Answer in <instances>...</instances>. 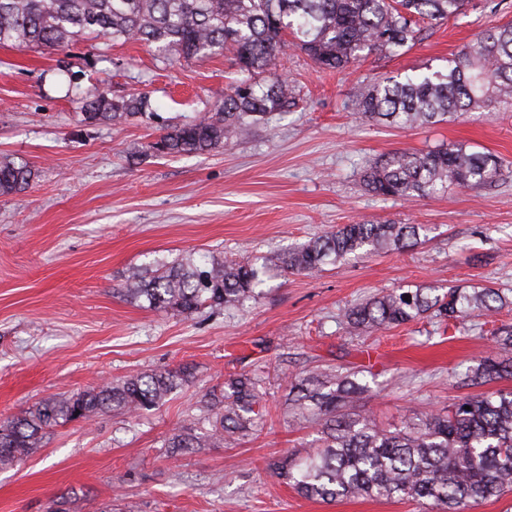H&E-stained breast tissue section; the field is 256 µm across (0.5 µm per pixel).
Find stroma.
I'll use <instances>...</instances> for the list:
<instances>
[{
	"instance_id": "35a3bbf8",
	"label": "stroma",
	"mask_w": 512,
	"mask_h": 512,
	"mask_svg": "<svg viewBox=\"0 0 512 512\" xmlns=\"http://www.w3.org/2000/svg\"><path fill=\"white\" fill-rule=\"evenodd\" d=\"M508 23L512 0H473L413 46L342 71L286 49L278 69L296 89L295 107L247 138L177 157L147 152L154 124L81 122L82 93L144 92L162 118L187 123L213 111L237 78L232 52L163 60L105 38L63 53L0 46V157L37 173L25 191L0 195V422L131 374L191 372L159 409L56 428L0 468V512H431L412 500L308 499L271 465L319 442V426L285 406L290 383L313 367L365 371L364 407L385 429L480 394L462 376L496 354L492 333L512 326V309L456 323L425 316L375 336L350 334L343 320L396 288L479 284L512 296V108L401 129L362 117L355 93L383 74L446 68L477 35ZM454 143L503 157L501 176L412 201L362 184L363 170L390 154ZM355 221L423 230L402 251L314 274L282 270L291 244ZM189 254L256 258L260 299L187 317L126 300L127 267ZM240 373L265 393L258 431L232 445L168 447L173 429L203 418L202 395Z\"/></svg>"
}]
</instances>
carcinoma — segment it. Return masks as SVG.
I'll list each match as a JSON object with an SVG mask.
<instances>
[{
	"instance_id": "1",
	"label": "carcinoma",
	"mask_w": 512,
	"mask_h": 512,
	"mask_svg": "<svg viewBox=\"0 0 512 512\" xmlns=\"http://www.w3.org/2000/svg\"><path fill=\"white\" fill-rule=\"evenodd\" d=\"M470 0H0V46L64 52L86 35L114 42H142L160 54L199 60L233 51L243 78L193 122L167 124L147 150L168 155L204 154L252 132L273 112L295 104L276 60L288 47L318 66L344 69L372 54L391 55L413 45L422 24L441 25L463 15ZM361 114L393 125L437 123L497 104L512 108V23L482 33L448 60L445 70L383 75L360 87ZM153 112L144 92L110 98L98 89L80 98L82 121L118 122ZM503 169L500 157L469 152L463 144L426 154L397 152L374 162L363 175L379 196L412 199L450 188L488 185ZM34 172L24 162L0 158V195L28 188ZM420 237L417 224H343L288 251L283 267L312 273L328 261L399 250ZM132 300L172 315L201 308L221 310L259 296L256 260L196 262L155 259L125 273ZM512 302L498 290L452 286L397 288L355 305L345 314L351 333L373 334L430 313L455 320L490 316ZM512 377V362L489 357L465 376L469 385ZM186 369L130 375L102 386L49 398L24 415L0 423V467L16 464L41 446L47 430L89 421L105 410L127 413L161 406L187 382ZM228 390L202 395L210 428L173 431L171 448H211L249 435L266 413L254 378L239 374ZM291 409L322 422L319 448L287 452L276 474L301 496L336 501L351 497L429 501L434 512H470L512 490V391L460 399L392 430L367 413L355 412L369 386L357 373L311 371L292 386Z\"/></svg>"
}]
</instances>
